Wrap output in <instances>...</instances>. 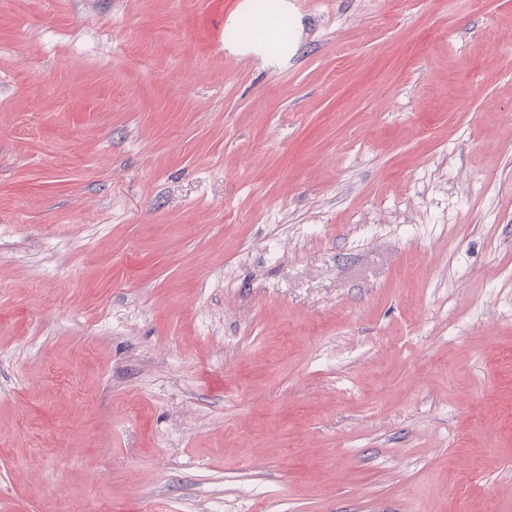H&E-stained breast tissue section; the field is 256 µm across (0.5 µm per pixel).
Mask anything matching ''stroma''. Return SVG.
Masks as SVG:
<instances>
[{
	"mask_svg": "<svg viewBox=\"0 0 512 512\" xmlns=\"http://www.w3.org/2000/svg\"><path fill=\"white\" fill-rule=\"evenodd\" d=\"M0 0V512H512V0Z\"/></svg>",
	"mask_w": 512,
	"mask_h": 512,
	"instance_id": "35a3bbf8",
	"label": "stroma"
}]
</instances>
